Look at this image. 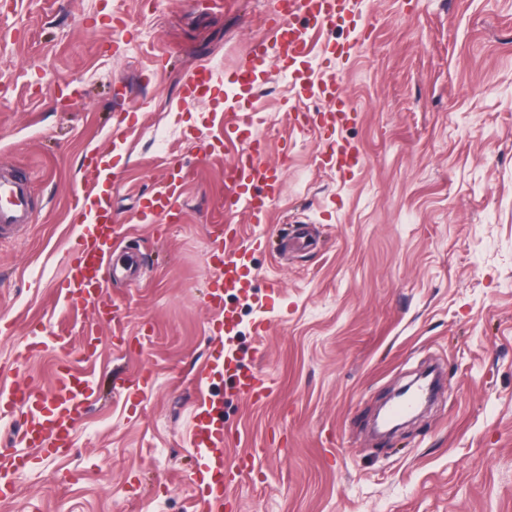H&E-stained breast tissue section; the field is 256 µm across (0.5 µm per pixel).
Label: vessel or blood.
<instances>
[{"label": "vessel or blood", "instance_id": "b4317fda", "mask_svg": "<svg viewBox=\"0 0 512 512\" xmlns=\"http://www.w3.org/2000/svg\"><path fill=\"white\" fill-rule=\"evenodd\" d=\"M265 23L267 35L253 42L245 60L228 76L237 92L219 103L217 109L232 114L233 119L225 123L223 138L207 149L212 156L229 150L233 157L225 169L224 221L207 227L209 248L219 259L208 293L209 305L219 309L221 315L219 349L200 372L204 381L233 377L237 391L256 402L268 398L270 387L257 369L241 364L233 347L236 316L234 310L225 308L224 296L245 290L247 251L237 243L236 219L244 214L252 223H268L272 206L281 194L282 175L265 162L259 138L252 135L245 120L236 116L238 106L266 76L271 60H279L290 73L299 97L313 96L324 104L319 112L296 114L294 127L304 130L315 123L330 128L334 137L326 146L328 161L340 170L352 165L363 167V154L342 135L357 115L344 91V74L350 56L370 31L368 19L356 14L354 0H276ZM344 30L353 33L351 43L342 47L326 44L320 56H313L312 33ZM210 83L205 71L191 73L183 84V103L206 95ZM185 185L183 170H170L164 184L143 197L137 223L152 224L178 213ZM28 195L25 181L0 175V236L29 222ZM74 206L79 211V226L60 282L63 301L70 309L102 302L112 251L123 235V226L112 211V192L102 184L77 193ZM33 333L35 348L55 353L57 378L46 393L27 376L12 379L0 389L1 415L17 408L27 412L18 450L0 458V497L4 499L13 495L14 476L29 459L71 447L75 424L97 394L93 373L72 366L68 329L46 332L37 326ZM225 440L223 403L209 399L197 414L192 433L199 465L192 471L191 480L202 489L205 512H222L225 500L230 499L239 482L238 477L226 474Z\"/></svg>", "mask_w": 512, "mask_h": 512}]
</instances>
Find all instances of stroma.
<instances>
[{
  "label": "stroma",
  "instance_id": "obj_1",
  "mask_svg": "<svg viewBox=\"0 0 512 512\" xmlns=\"http://www.w3.org/2000/svg\"><path fill=\"white\" fill-rule=\"evenodd\" d=\"M272 0H0V170L27 176L31 220L0 239V367L30 323L97 337L99 398L68 452L32 460L0 512H198L191 445L202 396L224 399L226 462L253 453L223 512H512V0H362L374 27L344 75L367 164H324L326 132L291 120L271 65L248 118L283 170L269 223L239 216L253 298L226 297L235 346L276 387H198L216 352L207 225L224 218L225 74L264 33ZM151 68L150 82L139 79ZM210 68V98L181 102ZM127 140L113 151L112 138ZM112 152L127 225L108 302L68 310L57 288L69 203ZM188 179L177 222L135 224L169 165ZM434 364L429 408L394 435L380 404ZM149 369L141 402L114 378Z\"/></svg>",
  "mask_w": 512,
  "mask_h": 512
}]
</instances>
